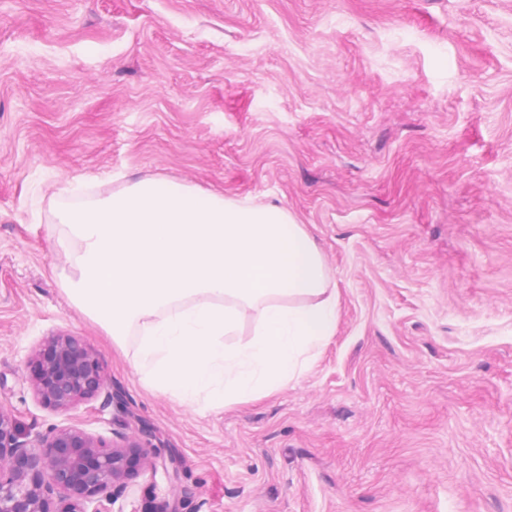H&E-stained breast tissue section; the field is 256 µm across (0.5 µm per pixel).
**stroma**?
Masks as SVG:
<instances>
[{
	"label": "stroma",
	"instance_id": "stroma-1",
	"mask_svg": "<svg viewBox=\"0 0 512 512\" xmlns=\"http://www.w3.org/2000/svg\"><path fill=\"white\" fill-rule=\"evenodd\" d=\"M148 176L315 238L336 334L287 386L180 402L71 305L65 187ZM56 332L108 379L66 414L28 383ZM0 407L148 436L178 477L117 512H512V0H0Z\"/></svg>",
	"mask_w": 512,
	"mask_h": 512
}]
</instances>
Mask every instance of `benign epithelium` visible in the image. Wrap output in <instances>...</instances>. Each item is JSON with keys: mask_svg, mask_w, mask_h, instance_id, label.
<instances>
[{"mask_svg": "<svg viewBox=\"0 0 512 512\" xmlns=\"http://www.w3.org/2000/svg\"><path fill=\"white\" fill-rule=\"evenodd\" d=\"M29 379L35 399L59 413L98 397L107 387L95 351L67 333L34 346ZM149 442L125 435L107 444L74 426H54L30 445L9 413L0 411V512H113L130 481L155 474Z\"/></svg>", "mask_w": 512, "mask_h": 512, "instance_id": "obj_1", "label": "benign epithelium"}]
</instances>
